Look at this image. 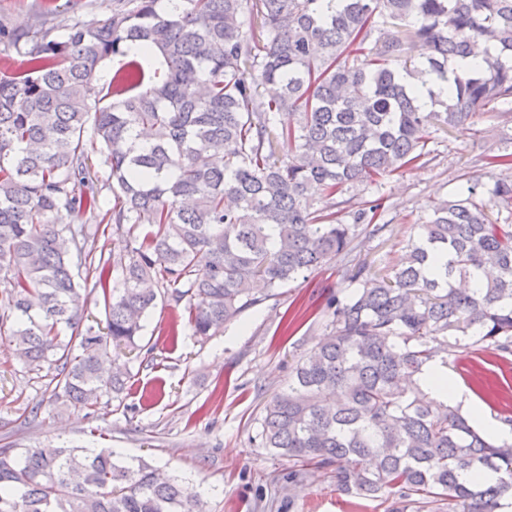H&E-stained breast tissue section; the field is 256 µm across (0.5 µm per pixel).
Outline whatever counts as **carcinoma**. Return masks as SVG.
Masks as SVG:
<instances>
[{
  "mask_svg": "<svg viewBox=\"0 0 512 512\" xmlns=\"http://www.w3.org/2000/svg\"><path fill=\"white\" fill-rule=\"evenodd\" d=\"M54 30L0 22V43L26 57L0 74V330L63 409L122 401L120 353L144 349L158 300L185 303L194 336L217 335L260 302L256 283L274 297L352 251L358 226L385 230L384 196L351 224L336 196L432 160L430 127L512 101V0H185L175 15L166 0H115L103 23ZM405 35L432 45L425 64L404 58ZM117 57L99 85L98 64ZM469 57L481 65L455 66ZM89 129L103 181L90 177ZM105 189L130 241L114 262L99 246ZM481 269L483 287L453 286ZM80 270L101 290L104 334L84 325ZM347 280L350 293L327 298L329 334L264 405L258 445L288 459V484L329 480L383 512H501L512 443L418 380L452 349L512 355V177L467 182L387 274L359 264ZM0 512L204 503L144 460L44 446L0 448Z\"/></svg>",
  "mask_w": 512,
  "mask_h": 512,
  "instance_id": "obj_1",
  "label": "carcinoma"
}]
</instances>
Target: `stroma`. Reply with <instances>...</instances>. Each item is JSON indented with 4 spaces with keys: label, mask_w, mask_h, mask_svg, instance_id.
I'll return each instance as SVG.
<instances>
[{
    "label": "stroma",
    "mask_w": 512,
    "mask_h": 512,
    "mask_svg": "<svg viewBox=\"0 0 512 512\" xmlns=\"http://www.w3.org/2000/svg\"><path fill=\"white\" fill-rule=\"evenodd\" d=\"M506 136H512V110L501 107L440 130L431 161L385 180L379 217L385 231L358 234L349 254L245 309L206 342L193 336L183 306L159 303L144 331L155 363L131 360L136 377L122 405L103 402L91 415L59 411L51 391L0 337V447L109 448L121 458L141 457L185 478L207 512H379L375 501H350L321 480L300 486L280 481L288 462L257 446V420L265 402L286 385L294 361L327 334L325 300L346 289L347 269L364 263L386 272L435 202L459 193L469 179L490 183L512 173L493 161ZM447 369L491 418L512 417V356L460 350L449 353Z\"/></svg>",
    "instance_id": "35a3bbf8"
}]
</instances>
